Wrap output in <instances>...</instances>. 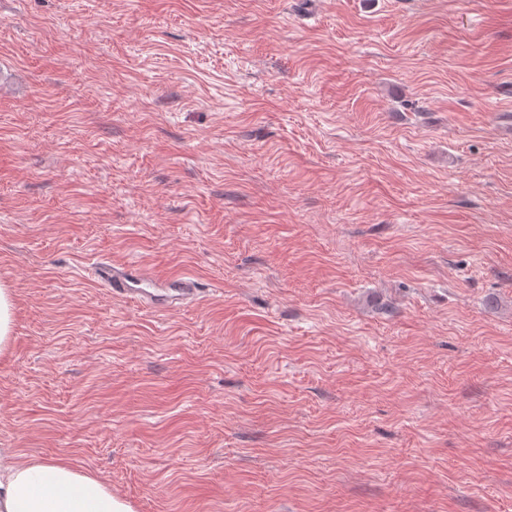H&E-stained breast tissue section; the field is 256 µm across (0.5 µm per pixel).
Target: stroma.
Listing matches in <instances>:
<instances>
[{
	"mask_svg": "<svg viewBox=\"0 0 512 512\" xmlns=\"http://www.w3.org/2000/svg\"><path fill=\"white\" fill-rule=\"evenodd\" d=\"M506 123L512 0H0V448L134 512H512ZM96 275L112 295L136 299L156 311L197 301L201 292L199 282L188 274L171 275L137 264L115 268L102 261ZM15 301L9 288L0 286V354L10 346L14 334Z\"/></svg>",
	"mask_w": 512,
	"mask_h": 512,
	"instance_id": "obj_1",
	"label": "stroma"
}]
</instances>
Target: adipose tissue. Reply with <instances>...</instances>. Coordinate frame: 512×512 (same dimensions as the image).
<instances>
[{
  "instance_id": "ef3b65f1",
  "label": "adipose tissue",
  "mask_w": 512,
  "mask_h": 512,
  "mask_svg": "<svg viewBox=\"0 0 512 512\" xmlns=\"http://www.w3.org/2000/svg\"><path fill=\"white\" fill-rule=\"evenodd\" d=\"M0 512H133L111 486L64 458L0 448Z\"/></svg>"
}]
</instances>
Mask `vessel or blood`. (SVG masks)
<instances>
[{
  "mask_svg": "<svg viewBox=\"0 0 512 512\" xmlns=\"http://www.w3.org/2000/svg\"><path fill=\"white\" fill-rule=\"evenodd\" d=\"M96 275L110 293L136 299L157 311L197 301L201 292L199 282L190 275H171L136 264L115 268L102 261Z\"/></svg>",
  "mask_w": 512,
  "mask_h": 512,
  "instance_id": "1",
  "label": "vessel or blood"
}]
</instances>
